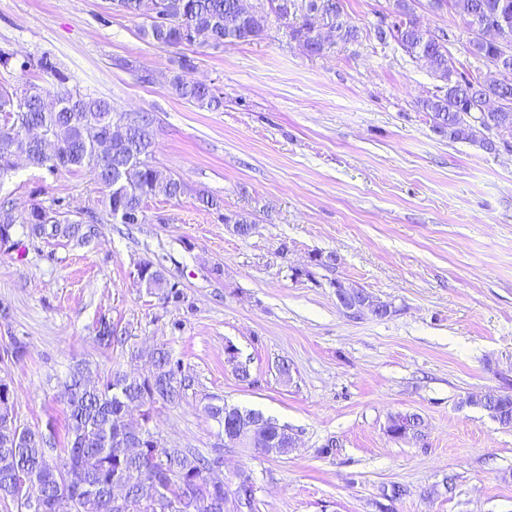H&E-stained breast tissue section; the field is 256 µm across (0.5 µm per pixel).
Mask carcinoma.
<instances>
[{
  "label": "carcinoma",
  "instance_id": "obj_1",
  "mask_svg": "<svg viewBox=\"0 0 512 512\" xmlns=\"http://www.w3.org/2000/svg\"><path fill=\"white\" fill-rule=\"evenodd\" d=\"M117 11L142 20L141 32L149 40L168 47L195 43L219 48L234 41L254 40L265 31L267 13L241 12L239 0H112ZM460 15L512 16V0H435ZM396 18L388 30H379L380 39H394L401 49L424 62L446 84L442 96L423 102L432 128L450 141H476L474 125L512 131V55L501 47L470 40V54L484 58L503 69L508 78L482 82L460 72L448 54L449 36L431 32L413 18L411 0H396ZM275 14L285 19L298 16L290 25V36L307 40L308 52L324 50L320 40H310L316 25L329 22L337 38L346 43L358 37L357 29L343 16L340 0H278ZM62 87L48 89L24 82L18 86L0 85V178L13 168V159L22 156L36 169L53 173L59 169L89 173L104 188L102 212L87 211L76 219L52 204L35 203L20 215L0 206V242L13 237L15 226L42 239H68L82 245L94 242L100 225L107 221L139 224L143 204L150 196L177 199L186 184L159 170L151 162L155 139L154 119L137 116V125L119 139L112 138L113 122L125 116L101 98H94L63 86L67 77L56 73ZM171 88L181 99L200 107H217L220 98L202 82L190 77V65L179 61ZM496 100L499 106L489 112L478 105ZM240 237L252 233V222L237 214L224 217ZM134 283L155 294L165 304L185 301L181 289H174L162 262L143 259L130 272ZM96 341L110 348L119 341L111 321L99 322ZM151 383L135 373L120 369L100 378L95 387L82 377L86 370L77 366L62 386L65 405L66 438L59 443L54 434H45L18 421L14 392L0 380L6 393L0 394V507L4 512H26V505L14 490L18 473L25 468L30 476V492L40 504L36 512H156L154 502L160 489L180 497L184 486L204 483L211 456L190 448L156 449L127 431L125 417L133 407L150 416L156 405H174L187 388L186 376L174 377L173 366L181 363L164 347L146 356ZM504 427H512V395L487 394L474 401ZM391 427L415 438L422 437V420L417 414L398 413L390 417ZM129 448H145L137 456ZM121 483L130 509L112 498V484ZM205 503L186 504V512H220L227 491L222 486L200 488Z\"/></svg>",
  "mask_w": 512,
  "mask_h": 512
}]
</instances>
